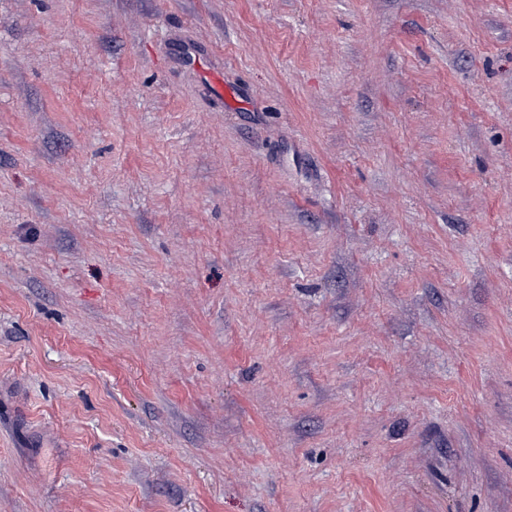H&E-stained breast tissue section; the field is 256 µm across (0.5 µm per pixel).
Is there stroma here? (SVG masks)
<instances>
[{
	"label": "stroma",
	"instance_id": "35a3bbf8",
	"mask_svg": "<svg viewBox=\"0 0 512 512\" xmlns=\"http://www.w3.org/2000/svg\"><path fill=\"white\" fill-rule=\"evenodd\" d=\"M0 512H512V0H0Z\"/></svg>",
	"mask_w": 512,
	"mask_h": 512
}]
</instances>
